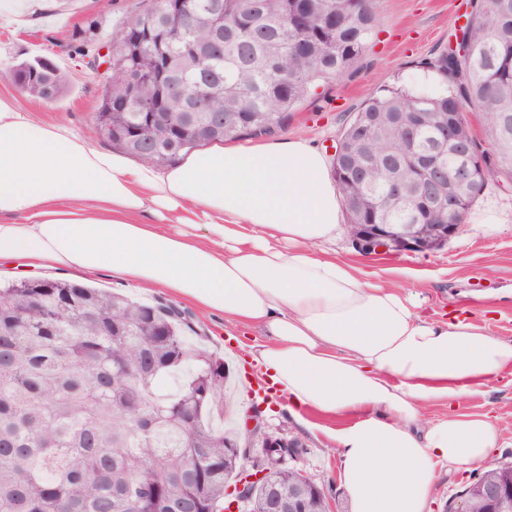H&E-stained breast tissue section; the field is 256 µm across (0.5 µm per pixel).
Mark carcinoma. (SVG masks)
Listing matches in <instances>:
<instances>
[{
    "mask_svg": "<svg viewBox=\"0 0 512 512\" xmlns=\"http://www.w3.org/2000/svg\"><path fill=\"white\" fill-rule=\"evenodd\" d=\"M154 0L113 37L94 134L135 160L163 167L214 143L269 137L322 83L345 75L367 49L376 25L371 0H212L224 20L213 38L211 15L189 29ZM464 56L443 50L424 66L446 83L437 97L407 89L370 95L345 126L332 175L349 223L385 219L442 224L448 212L425 199L408 142L439 156L449 129L471 147V181L451 186L465 214L488 182L512 179V153L479 149L461 104L482 114L487 143L512 128V0H476L467 14ZM167 56L169 68L138 86L156 112L130 98L138 75ZM9 76L53 102L65 79L44 57ZM221 82L206 109L184 112L197 88ZM379 159L382 166L368 164ZM396 176L400 195L388 188ZM191 313L157 299L143 304L77 281L35 278L0 289V512H224L242 473L245 438L210 421L224 390V361L192 342ZM283 496L299 469L275 470ZM308 512H324L322 486L308 491Z\"/></svg>",
    "mask_w": 512,
    "mask_h": 512,
    "instance_id": "carcinoma-1",
    "label": "carcinoma"
}]
</instances>
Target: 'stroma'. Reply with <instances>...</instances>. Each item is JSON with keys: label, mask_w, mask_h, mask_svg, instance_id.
<instances>
[{"label": "stroma", "mask_w": 512, "mask_h": 512, "mask_svg": "<svg viewBox=\"0 0 512 512\" xmlns=\"http://www.w3.org/2000/svg\"><path fill=\"white\" fill-rule=\"evenodd\" d=\"M149 0H39L22 26L0 20V95L11 94L19 106L36 118L61 122L75 132L90 135L103 78L87 66L86 50L106 44L120 27ZM465 0H373L377 28L374 40L348 75L327 88L318 89L295 112L284 139L300 138L333 157L342 128L368 94L382 85H402L413 92L435 97L446 85L435 72L424 68L448 44L449 34L463 22ZM36 57L54 61L67 81L65 95L47 102L18 88L9 78L17 63ZM496 205L505 221L493 232L482 225L462 224L441 249L419 253L364 255L357 251L346 227H338L326 244L329 256L349 263L362 279L380 284L391 282L417 294L420 313L440 318L448 308L468 307L471 296L484 298L476 318L494 336L512 338V184L493 180L474 204V211ZM410 276H403V269ZM196 326L204 345L222 357L231 372L230 386L236 401L227 411L239 417L252 400L250 385L237 377L238 360H249L251 346L262 343L261 333L241 329L219 312H196ZM459 412L478 414L496 411L501 442L490 464L512 461V377L493 382L487 393L464 397ZM266 428L300 440L306 453L300 462L322 484L330 506L350 512L339 482V463L327 451L325 432L346 426L343 418L304 411L288 412L286 402L275 398L273 407L262 410Z\"/></svg>", "instance_id": "stroma-1"}]
</instances>
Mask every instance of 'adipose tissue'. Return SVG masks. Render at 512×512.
<instances>
[{"mask_svg":"<svg viewBox=\"0 0 512 512\" xmlns=\"http://www.w3.org/2000/svg\"><path fill=\"white\" fill-rule=\"evenodd\" d=\"M341 222L324 155L300 139L218 147L164 169L96 148L0 95V259L109 270L259 329L251 355L327 432L351 512H429L438 466L482 465L493 416L461 400L512 372V340L361 279L320 248ZM448 415L425 419L424 407Z\"/></svg>","mask_w":512,"mask_h":512,"instance_id":"obj_1","label":"adipose tissue"}]
</instances>
